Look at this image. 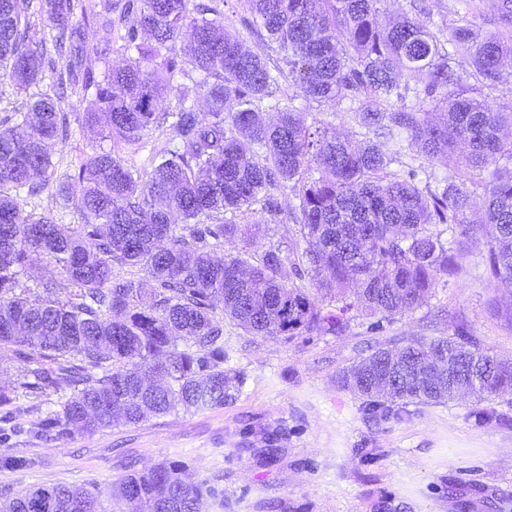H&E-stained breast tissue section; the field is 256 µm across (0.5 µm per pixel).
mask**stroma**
<instances>
[{"instance_id": "35a3bbf8", "label": "stroma", "mask_w": 512, "mask_h": 512, "mask_svg": "<svg viewBox=\"0 0 512 512\" xmlns=\"http://www.w3.org/2000/svg\"><path fill=\"white\" fill-rule=\"evenodd\" d=\"M216 4L225 27L239 33L246 46L279 64L275 44L263 28H250L251 16L240 0H200ZM418 13L412 0H381L382 16L404 6L434 33L448 32L461 17L459 0H423ZM94 54L84 69L101 80L105 64L127 58L119 29L89 22ZM106 52L99 60L98 52ZM61 62L46 65L40 81L21 92L0 82V121L23 115L31 96L61 94L68 134L58 139L48 184L39 195L23 197L25 212L46 214L63 225L81 216L57 193L67 183L78 194L80 164L105 148L129 167H147L151 148L176 145L171 128L153 129L143 145L114 142L90 133L83 114L94 89L57 88ZM292 99L309 121L365 142L364 130L347 99L324 103L306 98L291 80L280 81L268 105ZM392 171H414L420 188L444 181L465 183L474 208L466 221L478 223L484 193L478 171L429 163L408 148H398ZM282 211L269 220L260 210L225 213L236 224H257V236L226 245L248 262L271 248L282 251L288 281L311 287L310 276H296L293 265L302 252L299 200L293 186L277 190ZM512 303V287L493 280L482 242L470 241L459 274L443 278L415 310L392 321L374 323L354 315L340 336L317 333L292 340L253 335L232 320L224 322V369L242 385L221 408L199 412L176 410L137 424L117 423L88 436L74 433L51 440L37 427L53 409L55 395L20 397L9 416L0 419V491L18 493L54 484L84 488L97 496L103 512H115L113 482L165 461H182L190 482L215 488L202 512H512V403L494 398L477 404L459 397L441 405L401 404L397 413L376 420L364 398L342 387L340 378L372 347L400 338L454 336L468 331L489 354L512 358V327L493 312Z\"/></svg>"}]
</instances>
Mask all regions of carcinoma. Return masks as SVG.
Listing matches in <instances>:
<instances>
[{"label":"carcinoma","mask_w":512,"mask_h":512,"mask_svg":"<svg viewBox=\"0 0 512 512\" xmlns=\"http://www.w3.org/2000/svg\"><path fill=\"white\" fill-rule=\"evenodd\" d=\"M380 0H243L253 24L276 44L283 66L271 71L262 55L224 28L215 7L192 0H125L120 21L124 49L137 56L105 66L103 80L80 77L88 33L87 8L78 0H38L37 12L54 31L53 48L65 60L59 77L95 85L84 124L111 140L141 142L172 123L180 146L167 149L140 173L102 150L81 164L74 204L82 223L64 229L45 214L24 213L18 191L34 195L46 182L66 117L50 95L35 98L33 120L0 122V362L18 359L14 385L0 389V408L19 396L64 392L39 432L49 438L93 434L119 418L137 424L181 408L222 406L242 380L224 371V316L248 333L291 339L321 331L340 334L355 310L390 320L418 306L442 276L454 274L464 240L480 232L490 273L512 285V143L499 131L512 111L448 93L459 81L448 66V45L467 58L478 80L509 85L512 73V0H487L502 30L479 38L469 24L444 40L405 12L380 22ZM18 0H0V77L25 91L37 84L47 60L44 42L28 37ZM202 76L207 109L179 92L175 112L162 108L174 92L180 60ZM290 78L305 97L334 102L350 97L359 125L380 141L354 148L339 135L308 123L285 105L260 118L261 103L278 78ZM404 78L422 84L434 111L391 104ZM400 139L430 162L487 171L484 222L465 224L469 196L451 183L424 191L415 174L388 169L385 147ZM298 188L305 247L296 263L317 291L312 296L282 280L281 250L250 265L240 255L218 260L212 251L245 234L220 215L260 205L274 217V190ZM178 215L183 223L172 221ZM439 224L463 226L462 239L442 240ZM58 267L61 278L33 290L22 281L33 257ZM138 265L156 285L152 302L140 284L115 274ZM413 366L444 350L458 353L455 372L479 402L512 395V359L484 351L474 337L401 340ZM342 386L381 409L399 404L440 405L453 399L447 384L405 378L391 388L379 374ZM212 489L187 481L185 466L164 461L112 485L119 512H201ZM0 512H104L89 491L70 485L38 487L7 497Z\"/></svg>","instance_id":"obj_1"}]
</instances>
